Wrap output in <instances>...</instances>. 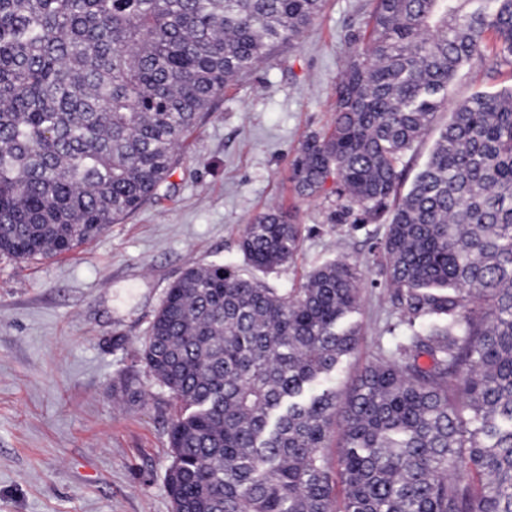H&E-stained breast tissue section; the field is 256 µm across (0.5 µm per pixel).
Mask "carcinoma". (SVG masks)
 <instances>
[{
	"label": "carcinoma",
	"instance_id": "cac0c4a2",
	"mask_svg": "<svg viewBox=\"0 0 512 512\" xmlns=\"http://www.w3.org/2000/svg\"><path fill=\"white\" fill-rule=\"evenodd\" d=\"M474 2L373 0L333 127L291 163L304 199L336 176L338 223L393 209L378 254L410 335L344 400L330 381L360 335L357 264L291 294L224 264L167 289L141 361L175 408L172 512H512V86L456 107L398 196L458 69L512 65V0ZM321 4L0 0V256L70 253L173 186L200 114ZM301 241L273 208L240 247L274 271Z\"/></svg>",
	"mask_w": 512,
	"mask_h": 512
}]
</instances>
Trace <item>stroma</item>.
Instances as JSON below:
<instances>
[{
    "mask_svg": "<svg viewBox=\"0 0 512 512\" xmlns=\"http://www.w3.org/2000/svg\"><path fill=\"white\" fill-rule=\"evenodd\" d=\"M370 0H324L303 38L281 45L226 85L180 150L174 188L67 255L0 258V512H172L164 475L173 409L139 352L167 288L191 265L236 266L277 291L299 287L334 258L358 264L357 349L335 380L346 394L379 347H393V291L376 259L389 218L330 220L336 183L300 199L289 165L305 137L331 127L347 37L364 33ZM512 85V65L473 60L448 85V104L403 160L412 182L450 108ZM293 210L303 239L293 263L252 268L246 224ZM134 382L138 401L113 398Z\"/></svg>",
    "mask_w": 512,
    "mask_h": 512,
    "instance_id": "35a3bbf8",
    "label": "stroma"
}]
</instances>
